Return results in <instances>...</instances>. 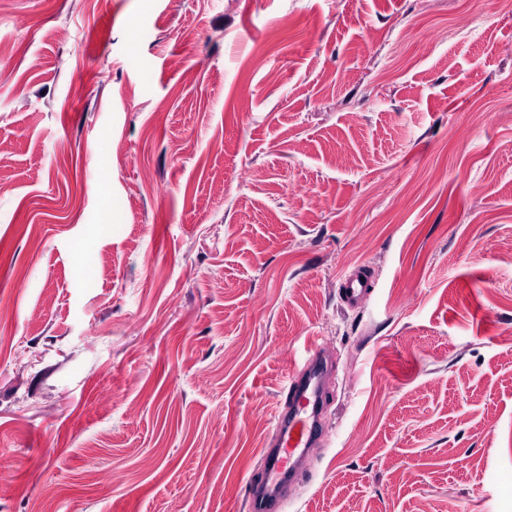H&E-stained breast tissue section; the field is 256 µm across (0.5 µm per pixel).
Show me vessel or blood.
Segmentation results:
<instances>
[{
  "mask_svg": "<svg viewBox=\"0 0 512 512\" xmlns=\"http://www.w3.org/2000/svg\"><path fill=\"white\" fill-rule=\"evenodd\" d=\"M370 280L349 275L339 295L348 306L357 305L370 291ZM328 369L325 348L317 338H309L302 363L286 376L287 409L275 415L276 443L264 453L262 474L249 483L252 512H286L289 488L300 482L306 469V452L324 434L321 422L323 377Z\"/></svg>",
  "mask_w": 512,
  "mask_h": 512,
  "instance_id": "b4317fda",
  "label": "vessel or blood"
}]
</instances>
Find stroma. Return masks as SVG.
Instances as JSON below:
<instances>
[{"label": "stroma", "mask_w": 512, "mask_h": 512, "mask_svg": "<svg viewBox=\"0 0 512 512\" xmlns=\"http://www.w3.org/2000/svg\"><path fill=\"white\" fill-rule=\"evenodd\" d=\"M0 43V512H248L312 336L288 512H512V0H0ZM364 277V280H361ZM373 288L370 279L361 272L349 275L339 289L341 300L348 306L357 305Z\"/></svg>", "instance_id": "stroma-1"}]
</instances>
